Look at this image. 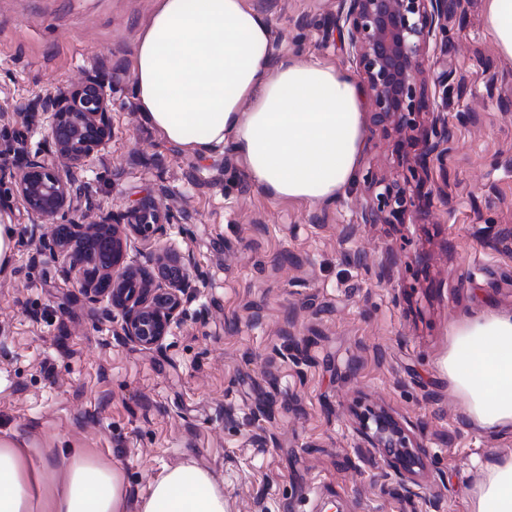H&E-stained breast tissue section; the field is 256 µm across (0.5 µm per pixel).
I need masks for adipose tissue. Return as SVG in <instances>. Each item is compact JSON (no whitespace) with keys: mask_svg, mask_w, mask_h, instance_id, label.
<instances>
[{"mask_svg":"<svg viewBox=\"0 0 512 512\" xmlns=\"http://www.w3.org/2000/svg\"><path fill=\"white\" fill-rule=\"evenodd\" d=\"M486 25L512 61V0H489ZM265 15L247 0H157L133 69L143 122L199 157L227 148L273 199L331 203L355 180L365 90L321 63L272 58ZM448 384L470 419L512 431V315L484 309L448 331ZM471 512H512V455L480 463ZM0 512H225L224 484L186 461L131 499L118 462L81 449L61 461L0 440Z\"/></svg>","mask_w":512,"mask_h":512,"instance_id":"ef3b65f1","label":"adipose tissue"}]
</instances>
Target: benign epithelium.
<instances>
[{"mask_svg": "<svg viewBox=\"0 0 512 512\" xmlns=\"http://www.w3.org/2000/svg\"><path fill=\"white\" fill-rule=\"evenodd\" d=\"M338 22L346 32L351 61L367 84L372 112L380 122H408L426 108L418 74L438 36L446 31L448 0H339ZM26 127L43 133L45 148L31 152L24 135L15 133L9 146L13 161L0 165V180L10 177L12 194L34 221L54 225L41 245L61 262L66 278L89 303L105 301L118 313L115 335L145 349L161 348L180 329L187 307L196 301L204 277L193 254L172 250L163 257L134 265L127 261L128 240L141 243L167 235L169 216L148 203L116 214L102 209L91 223L84 222L81 196L74 188L73 169L93 168L112 137V103L103 80L86 73L82 82L32 99ZM442 115L423 131L425 155L418 162L427 170L428 159L446 151L448 134ZM441 188L424 174L408 189L388 183L371 203L360 205L362 221L369 224L383 214L387 222L403 223L414 198H430ZM67 216L60 223L57 218ZM103 240L112 253L101 266L68 250L87 238ZM356 448H374L397 484L409 490L420 465L421 445L411 431L386 413L363 420L355 429Z\"/></svg>", "mask_w": 512, "mask_h": 512, "instance_id": "benign-epithelium-1", "label": "benign epithelium"}]
</instances>
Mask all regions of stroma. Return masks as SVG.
<instances>
[{
    "mask_svg": "<svg viewBox=\"0 0 512 512\" xmlns=\"http://www.w3.org/2000/svg\"><path fill=\"white\" fill-rule=\"evenodd\" d=\"M273 57L353 71L339 0H248ZM156 0H0V130L39 94L97 71L112 138L88 186L99 210L163 204L172 222L153 255L192 251L201 297L162 350L114 336L108 303H87L40 246L11 185L15 226L0 269V436L63 456L87 448L123 467L131 498L163 467L194 460L224 481L226 512H470L477 464L512 454V433L468 418L449 388L451 324L485 307L512 314V61L485 24L488 0H451L448 30L418 83L448 153L432 166L445 195L404 224H365L371 180L413 179L422 144L367 122L357 178L335 202L266 197L231 152L201 159L143 123L135 48ZM422 443L410 490L355 452L367 410Z\"/></svg>",
    "mask_w": 512,
    "mask_h": 512,
    "instance_id": "stroma-1",
    "label": "stroma"
}]
</instances>
